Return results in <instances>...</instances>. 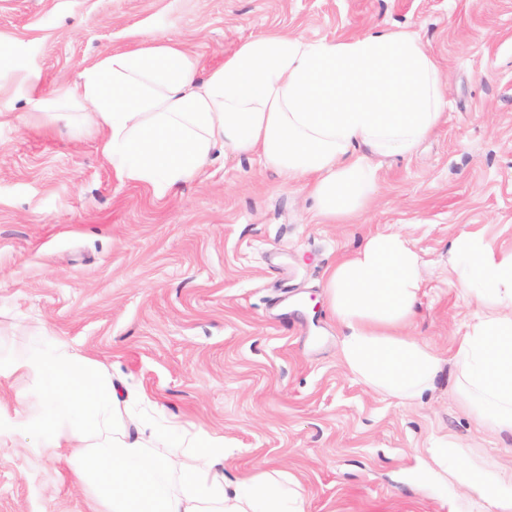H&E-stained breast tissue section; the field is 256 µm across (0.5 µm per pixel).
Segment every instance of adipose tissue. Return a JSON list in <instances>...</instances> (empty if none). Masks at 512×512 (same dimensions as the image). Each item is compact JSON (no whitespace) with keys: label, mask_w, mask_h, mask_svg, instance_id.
<instances>
[{"label":"adipose tissue","mask_w":512,"mask_h":512,"mask_svg":"<svg viewBox=\"0 0 512 512\" xmlns=\"http://www.w3.org/2000/svg\"><path fill=\"white\" fill-rule=\"evenodd\" d=\"M72 98L121 181L163 195L195 180L216 150L256 153L314 198L326 224L364 211L373 157L412 155L445 106L435 57L405 29L318 42L269 33L204 74L178 39L148 38L87 66ZM466 255L497 301L478 297L480 313L456 341L458 394L482 423L512 435V259L464 233L449 265ZM422 284L417 252L391 233L343 255L324 286L344 366L404 401L442 369L408 334ZM0 379L22 407L0 417V442L36 434L84 486L90 512H304L296 478L259 466L229 483L222 435L177 420L156 433L104 368L57 337L0 367ZM453 476L485 512H512V493H493L475 469Z\"/></svg>","instance_id":"1"}]
</instances>
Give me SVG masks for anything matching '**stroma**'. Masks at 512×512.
<instances>
[{"mask_svg":"<svg viewBox=\"0 0 512 512\" xmlns=\"http://www.w3.org/2000/svg\"><path fill=\"white\" fill-rule=\"evenodd\" d=\"M380 27L416 33L446 107L408 157L376 158L377 193L323 224L306 191L254 154L214 153L161 196L120 181L66 93L128 32L176 37L201 71L269 32L308 41ZM0 360L61 337L132 396L218 432L231 478L264 465L296 477L306 512H482L428 453L453 436L464 462L512 470L455 388V343L474 317L448 251L473 234L512 256V0H0ZM36 97L67 117L44 125ZM399 232L425 282L409 330L442 360L433 389L401 402L342 364L324 302L331 267L368 236ZM86 491L37 447L0 446V512H87Z\"/></svg>","mask_w":512,"mask_h":512,"instance_id":"stroma-1","label":"stroma"}]
</instances>
